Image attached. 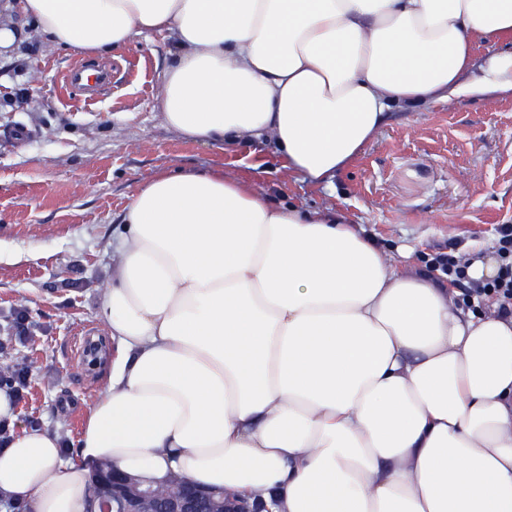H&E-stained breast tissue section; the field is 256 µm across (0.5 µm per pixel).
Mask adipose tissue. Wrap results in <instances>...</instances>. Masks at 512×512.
Listing matches in <instances>:
<instances>
[{"label": "adipose tissue", "mask_w": 512, "mask_h": 512, "mask_svg": "<svg viewBox=\"0 0 512 512\" xmlns=\"http://www.w3.org/2000/svg\"><path fill=\"white\" fill-rule=\"evenodd\" d=\"M56 48L150 33L176 55L167 123L266 145L333 183L392 108L512 93V0H22ZM99 308L117 355L75 448L36 428L0 449V496L88 512L101 459L178 473L271 512H512V314L392 260L353 225L272 205L224 170L134 195Z\"/></svg>", "instance_id": "ef3b65f1"}]
</instances>
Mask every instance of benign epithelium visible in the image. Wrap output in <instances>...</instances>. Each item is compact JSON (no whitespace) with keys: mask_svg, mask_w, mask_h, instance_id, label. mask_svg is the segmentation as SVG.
Segmentation results:
<instances>
[{"mask_svg":"<svg viewBox=\"0 0 512 512\" xmlns=\"http://www.w3.org/2000/svg\"><path fill=\"white\" fill-rule=\"evenodd\" d=\"M92 496L98 512H269L260 498L251 502L217 499L185 479L171 495L160 499L150 485L112 467L99 470Z\"/></svg>","mask_w":512,"mask_h":512,"instance_id":"1","label":"benign epithelium"}]
</instances>
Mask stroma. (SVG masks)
I'll list each match as a JSON object with an SVG mask.
<instances>
[{"mask_svg": "<svg viewBox=\"0 0 512 512\" xmlns=\"http://www.w3.org/2000/svg\"><path fill=\"white\" fill-rule=\"evenodd\" d=\"M15 34L0 48V367L26 362L18 426L74 447L106 388L115 349L99 306L116 258L112 238L139 189L164 170L221 168L273 204L329 208L411 266L457 249H492L512 224V94L394 109L332 188L281 177L271 150H224L184 138L158 100L172 61L162 34L103 54L112 81L92 101L63 82L80 57L50 48L21 10L0 12ZM28 333L15 336L17 311ZM102 342L80 365L76 339Z\"/></svg>", "mask_w": 512, "mask_h": 512, "instance_id": "obj_1", "label": "stroma"}]
</instances>
